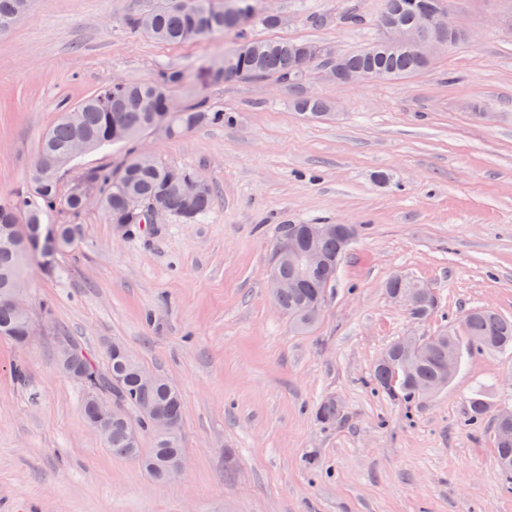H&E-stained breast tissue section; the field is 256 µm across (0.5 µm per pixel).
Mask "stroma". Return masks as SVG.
<instances>
[{
	"label": "stroma",
	"instance_id": "obj_1",
	"mask_svg": "<svg viewBox=\"0 0 512 512\" xmlns=\"http://www.w3.org/2000/svg\"><path fill=\"white\" fill-rule=\"evenodd\" d=\"M158 0H33L0 34V202L25 185L65 107L163 66L195 75L236 33L161 44L127 14ZM288 16L253 37L358 50L381 35L383 0H271ZM356 8L363 24H345ZM512 0H455L465 38L395 82L307 81L326 119L294 112L270 77L202 86L233 117L177 139L153 134L76 167L119 168L132 152L201 173L217 202L198 224L171 219L121 234L95 207L72 217L57 272L29 267L23 293L42 335L0 338V512H512L492 420L465 425L486 392L512 408V349L465 355L446 388L412 412L378 392L372 369L398 338L432 336L473 307L512 318ZM281 224H357L315 327L294 330L266 278ZM403 274L438 298L411 321L384 285ZM67 336L106 369L112 344L180 392L186 472L161 483L112 456L83 415L85 391L60 371ZM26 371L24 382L13 375ZM336 397L343 420L315 418ZM233 457L226 468L225 457Z\"/></svg>",
	"mask_w": 512,
	"mask_h": 512
}]
</instances>
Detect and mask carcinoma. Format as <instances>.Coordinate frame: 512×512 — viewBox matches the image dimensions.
Wrapping results in <instances>:
<instances>
[{"label":"carcinoma","instance_id":"carcinoma-1","mask_svg":"<svg viewBox=\"0 0 512 512\" xmlns=\"http://www.w3.org/2000/svg\"><path fill=\"white\" fill-rule=\"evenodd\" d=\"M233 9L224 11L217 0H160L155 7L124 18V25L155 41L181 44L208 36L235 31L238 45L221 58L203 62L197 76L203 85H219L227 80H256L277 77L293 92L294 110L307 119H319L331 111V105L322 98L309 99L302 94V85L312 68H301L299 54L317 55L325 61L328 44L296 40H264L247 35V30L261 25L276 28L278 24L255 11V0H232ZM453 3V0H385L384 13L394 16L401 25L416 21L422 13L435 5ZM29 0H0V30L11 28L28 12ZM348 72L383 73L387 79L398 80L426 68L415 50L383 37L356 52L344 54ZM188 82L182 69L162 66L156 77L148 82H114L98 88L84 101L68 107L61 120L42 138L37 154L30 165L28 186L14 193L0 204V226L14 220L31 227V236L39 241L47 259L69 251L79 234L77 224H55L52 212L59 202L74 214L83 212L79 193L62 190L60 175L71 161L66 151L73 138L87 140L89 148H109L129 142L162 122L171 128L174 139L196 128L222 125L225 114L214 110L204 101L177 104L171 92ZM169 167L157 163L152 156L141 153L129 157L117 172L107 168L81 171L75 183L99 194L100 210L111 224H140L144 220L140 206L158 193L170 196L173 217L186 223L200 222L213 208L214 195L210 186L199 189L190 186L175 189L168 183ZM282 231H277L272 244L270 270L289 278L293 268L279 256ZM326 264L301 275L297 288L273 295L276 306L288 314L298 330L311 328L318 320L329 288L336 280V237L322 240ZM25 254L0 248V292L23 284ZM437 305L422 302L407 310L409 318L423 322L435 312ZM9 330V338L24 334V322L14 310L0 305V332ZM512 348V319L490 308H473L458 323L426 339L412 349L399 341L391 344L385 354L388 361L378 359L373 368V381L378 390L405 407L425 400V391L436 382L451 381L454 374H445L448 360L461 365L464 353L470 354L506 351ZM80 364L88 385L85 386L84 417L92 425L99 416L97 399L107 393L135 410L137 418L112 424V432L104 443L113 455L137 460L151 476L154 468L172 463L182 453L180 432L157 436L142 415L145 408L171 413L182 421L180 393L159 382L153 387L143 386L138 378L139 364L127 367L122 360L109 357L106 371H101L77 348ZM491 410L484 393L476 390L469 398L468 422L481 424ZM318 420L334 425L343 417L342 404L329 397L316 410ZM141 433L153 436L154 447L143 448L133 440L132 426ZM494 428L501 435L495 438V458L499 471L512 474V419L496 420Z\"/></svg>","mask_w":512,"mask_h":512}]
</instances>
